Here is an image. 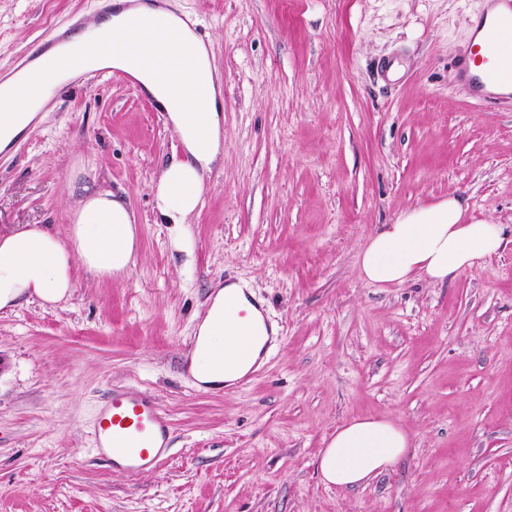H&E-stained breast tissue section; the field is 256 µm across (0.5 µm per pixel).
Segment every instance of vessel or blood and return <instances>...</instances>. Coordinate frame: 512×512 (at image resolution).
I'll list each match as a JSON object with an SVG mask.
<instances>
[{
	"label": "vessel or blood",
	"mask_w": 512,
	"mask_h": 512,
	"mask_svg": "<svg viewBox=\"0 0 512 512\" xmlns=\"http://www.w3.org/2000/svg\"><path fill=\"white\" fill-rule=\"evenodd\" d=\"M505 4L499 20L471 44L457 62V76L473 96L485 103L504 100L512 91V0H492ZM169 422L154 396L145 391L113 388L100 410L95 426L97 446L109 454L113 465L138 473L162 462L168 443Z\"/></svg>",
	"instance_id": "vessel-or-blood-1"
}]
</instances>
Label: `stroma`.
<instances>
[{"label":"stroma","instance_id":"1","mask_svg":"<svg viewBox=\"0 0 512 512\" xmlns=\"http://www.w3.org/2000/svg\"><path fill=\"white\" fill-rule=\"evenodd\" d=\"M223 84L224 157L179 232L152 187L182 146L114 76L71 81L0 152V232L65 234L85 192L128 202L130 272L0 311V512H512V101L455 63L488 0H170ZM99 0H0V69ZM458 196L505 246L444 284L380 288L358 253L402 212ZM241 284L284 331L227 391L188 370L210 293ZM117 386L151 392L169 453L130 475L96 448ZM389 416L406 456L325 485L336 427Z\"/></svg>","mask_w":512,"mask_h":512}]
</instances>
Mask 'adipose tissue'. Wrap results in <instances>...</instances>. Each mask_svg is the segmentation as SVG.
Segmentation results:
<instances>
[{"label":"adipose tissue","instance_id":"1","mask_svg":"<svg viewBox=\"0 0 512 512\" xmlns=\"http://www.w3.org/2000/svg\"><path fill=\"white\" fill-rule=\"evenodd\" d=\"M104 42L96 66L131 73L167 113L185 152L164 168L154 188V209L163 223L180 225L201 202L203 178L224 155L223 100L213 87L214 69L203 42L168 6L142 0L112 17V37L90 25L60 53L42 55L24 77L0 85V152L10 148L36 120L60 82L83 71L84 47ZM180 80V97L167 95L165 82ZM211 110L199 119L187 111L198 95ZM466 207L451 196L405 211L382 225L361 248L359 272L368 283L401 285L416 277L442 283L479 268L504 244V228L465 222ZM137 252L135 218L123 198L109 191L86 195L73 213L66 238L20 225L0 235V310L39 300L58 304L74 288V269L97 278L126 273ZM270 333L264 315L239 284L218 288L199 325L190 369L205 387L236 382L260 358ZM411 446L409 432L389 417L353 418L337 427L318 467L326 484L355 488L395 466Z\"/></svg>","mask_w":512,"mask_h":512}]
</instances>
